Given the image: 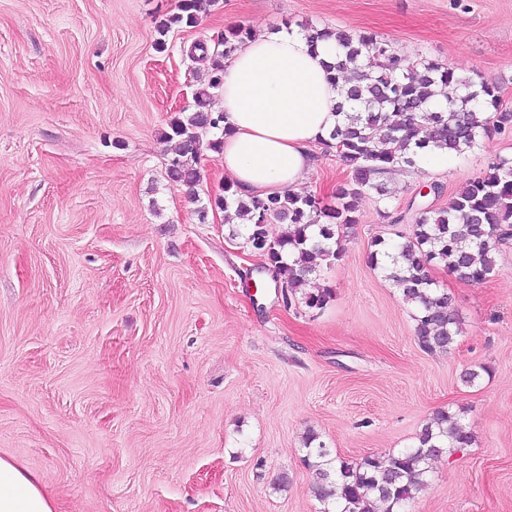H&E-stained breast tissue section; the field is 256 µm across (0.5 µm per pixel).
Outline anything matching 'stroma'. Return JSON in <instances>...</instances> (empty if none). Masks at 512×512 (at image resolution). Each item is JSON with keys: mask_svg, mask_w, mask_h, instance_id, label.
<instances>
[{"mask_svg": "<svg viewBox=\"0 0 512 512\" xmlns=\"http://www.w3.org/2000/svg\"><path fill=\"white\" fill-rule=\"evenodd\" d=\"M179 0H0V456L34 473L56 512H319L302 438L358 460L413 446L437 410L462 414L464 451L429 463L410 512H512V241L488 280L437 268L462 334L414 340L412 310L368 262L409 235L419 190L447 205L512 158V128L447 167L385 174L339 261L324 309L277 301L224 211L197 213L224 169L204 151L198 198L168 181L161 135L208 64L186 48L232 25L310 23L372 33L412 65L438 61L512 102V0H219L197 26ZM300 194L351 172L312 152ZM484 366L475 384L467 370ZM218 3V0H181L178 5V12L172 14L157 26L159 38L155 47L162 52L166 49L167 34L174 28H193L202 14L211 10Z\"/></svg>", "mask_w": 512, "mask_h": 512, "instance_id": "stroma-1", "label": "stroma"}]
</instances>
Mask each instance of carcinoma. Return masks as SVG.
Returning a JSON list of instances; mask_svg holds the SVG:
<instances>
[{"mask_svg": "<svg viewBox=\"0 0 512 512\" xmlns=\"http://www.w3.org/2000/svg\"><path fill=\"white\" fill-rule=\"evenodd\" d=\"M218 0H180L178 12L157 26L155 47L166 49V36L174 28H193L202 14ZM302 33L312 45L321 41L336 46V60L327 65L336 75L351 68L353 84L341 87L337 108L345 116L325 146L351 169V179L336 186L333 202L316 195L287 191L265 198L240 196L234 183L226 182L220 194L208 198V206L242 216L245 223L230 233L255 250L266 240L272 250L263 254L270 270L281 276V298L296 297L309 308L322 309L330 290L307 291L318 275L320 262L341 258L340 233L358 223L359 203L369 193L387 195L375 177L419 165L423 151L446 150L460 156L475 148L493 131L512 126V105L501 89L457 75L434 61L422 62V71L406 73L409 62L387 41L373 35H352L337 27L304 25ZM253 36L251 28L238 25L224 30L214 53L206 44L196 60H209L207 82L193 96L194 105L175 115L162 133L175 143L166 176L176 185L193 189L200 185L202 152L218 153L224 146L220 133L223 113L210 106L211 90L220 87L223 61ZM443 90L445 102L430 103V87ZM211 138L203 140V135ZM282 226L272 237L268 225ZM512 240V160L500 159L468 181L441 208L418 212L412 234L387 242L371 243L368 261L380 270L414 308V339L429 354L446 353L461 334V320L451 307L448 292L434 288L431 269L441 267L455 278L484 283L496 266L499 245ZM473 435L456 415L438 410L422 425L411 448L350 462L334 455L315 433L303 438L304 458L313 473L312 493L320 512H408L410 503L427 487L424 463L432 457L452 454L471 446Z\"/></svg>", "mask_w": 512, "mask_h": 512, "instance_id": "carcinoma-1", "label": "carcinoma"}]
</instances>
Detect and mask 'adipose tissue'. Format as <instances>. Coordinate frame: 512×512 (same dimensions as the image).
<instances>
[{
	"label": "adipose tissue",
	"instance_id": "1",
	"mask_svg": "<svg viewBox=\"0 0 512 512\" xmlns=\"http://www.w3.org/2000/svg\"><path fill=\"white\" fill-rule=\"evenodd\" d=\"M332 52L284 29L245 41L225 60L219 158L243 196L297 190L312 169L311 146L341 124L324 67ZM0 512H55V505L34 474L0 458Z\"/></svg>",
	"mask_w": 512,
	"mask_h": 512
}]
</instances>
